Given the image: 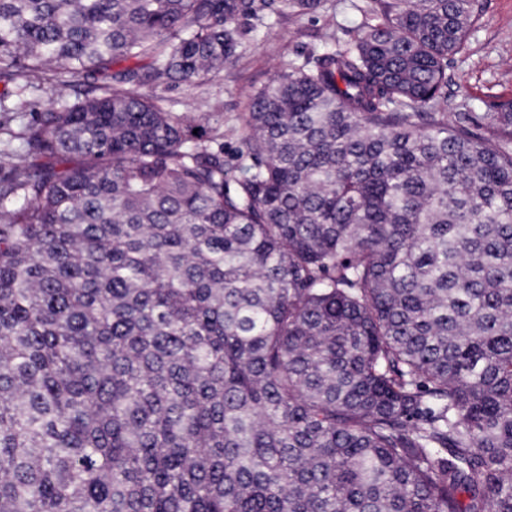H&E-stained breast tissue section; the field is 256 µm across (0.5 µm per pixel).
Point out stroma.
<instances>
[{
  "label": "stroma",
  "instance_id": "35a3bbf8",
  "mask_svg": "<svg viewBox=\"0 0 512 512\" xmlns=\"http://www.w3.org/2000/svg\"><path fill=\"white\" fill-rule=\"evenodd\" d=\"M480 27L467 50L448 64L449 112H504L512 107V0H482ZM360 22L351 0H326L307 15L285 13L273 28L245 25L238 58L193 85L171 82L154 87L160 106L188 125L206 129L211 146H223L232 158L239 145L242 118L252 90L268 84L292 60H301L318 47L326 34L339 44L350 41ZM51 89L29 91L10 99L6 117L18 128L55 104Z\"/></svg>",
  "mask_w": 512,
  "mask_h": 512
}]
</instances>
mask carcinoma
<instances>
[{"mask_svg": "<svg viewBox=\"0 0 512 512\" xmlns=\"http://www.w3.org/2000/svg\"><path fill=\"white\" fill-rule=\"evenodd\" d=\"M323 0H0V512H512V112L480 0H360L238 162L152 83ZM148 61L116 68L121 61ZM480 27L448 63L445 112H505L512 105V0H481ZM57 97L47 85L44 91H27L15 96L7 103L12 112L6 116L0 112L1 124L7 121L9 127L17 130L20 124L30 121L40 112H46L56 103Z\"/></svg>", "mask_w": 512, "mask_h": 512, "instance_id": "1", "label": "carcinoma"}]
</instances>
